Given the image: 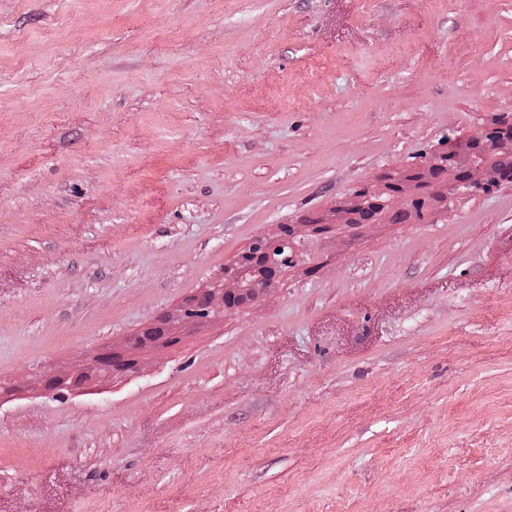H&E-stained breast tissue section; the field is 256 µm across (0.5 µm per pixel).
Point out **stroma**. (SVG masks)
I'll use <instances>...</instances> for the list:
<instances>
[{"instance_id": "35a3bbf8", "label": "stroma", "mask_w": 512, "mask_h": 512, "mask_svg": "<svg viewBox=\"0 0 512 512\" xmlns=\"http://www.w3.org/2000/svg\"><path fill=\"white\" fill-rule=\"evenodd\" d=\"M510 119L512 0H0V512H512V182L336 217ZM296 239L297 233L292 225L282 227L275 237H258L256 240H262L259 251L245 252L236 264L225 268L224 280L221 283L202 291L208 294L207 311L210 318L223 317L224 312L239 302L253 301L266 288L264 284L259 285L262 278L257 275L258 271L275 274L293 267L300 258ZM230 299H237L238 303L230 304Z\"/></svg>"}]
</instances>
